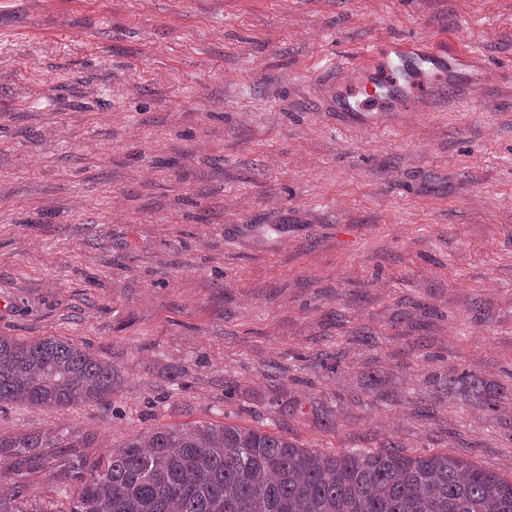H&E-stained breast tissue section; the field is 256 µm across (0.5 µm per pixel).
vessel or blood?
I'll return each instance as SVG.
<instances>
[{
    "label": "vessel or blood",
    "mask_w": 512,
    "mask_h": 512,
    "mask_svg": "<svg viewBox=\"0 0 512 512\" xmlns=\"http://www.w3.org/2000/svg\"><path fill=\"white\" fill-rule=\"evenodd\" d=\"M475 56L473 48L439 57L416 44H378L361 57V67L351 78L337 82L336 104L341 113L368 115L394 107L408 111L433 99L462 63Z\"/></svg>",
    "instance_id": "b4317fda"
}]
</instances>
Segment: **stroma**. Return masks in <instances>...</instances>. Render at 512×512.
<instances>
[{
  "mask_svg": "<svg viewBox=\"0 0 512 512\" xmlns=\"http://www.w3.org/2000/svg\"><path fill=\"white\" fill-rule=\"evenodd\" d=\"M446 38L478 51L448 98L338 113L332 63ZM0 335L120 373L0 407L2 437L91 435L74 462L203 421L511 480L512 403L448 380L512 387V0H0ZM449 389L461 390L477 406L487 407L496 410L502 401L512 399V390L507 391L503 388L495 391L488 386L483 377L476 373H463L460 376L449 379Z\"/></svg>",
  "mask_w": 512,
  "mask_h": 512,
  "instance_id": "stroma-1",
  "label": "stroma"
}]
</instances>
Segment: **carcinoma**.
Instances as JSON below:
<instances>
[{"label":"carcinoma","instance_id":"1","mask_svg":"<svg viewBox=\"0 0 512 512\" xmlns=\"http://www.w3.org/2000/svg\"><path fill=\"white\" fill-rule=\"evenodd\" d=\"M112 364L61 338L0 336V406L55 410L112 395ZM477 406L512 397L476 373L448 381ZM75 440L22 433L0 438V477L42 470ZM68 512H512V480L448 454L392 450L327 455L288 437L227 424L189 422L134 434L112 449L104 469L70 464L57 473ZM18 485L0 512H19Z\"/></svg>","mask_w":512,"mask_h":512}]
</instances>
